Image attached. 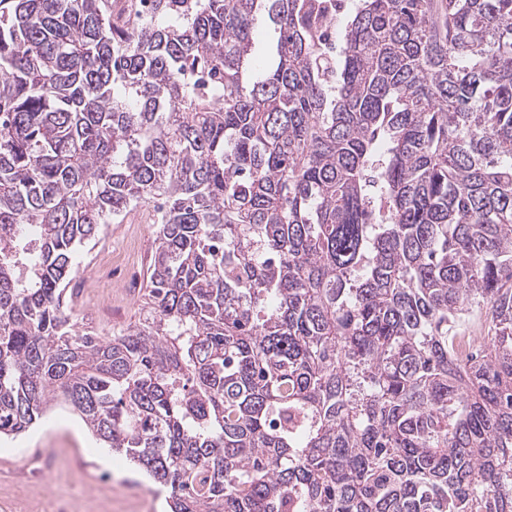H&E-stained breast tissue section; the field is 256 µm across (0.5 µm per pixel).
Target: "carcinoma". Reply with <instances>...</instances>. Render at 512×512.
I'll use <instances>...</instances> for the list:
<instances>
[{"mask_svg": "<svg viewBox=\"0 0 512 512\" xmlns=\"http://www.w3.org/2000/svg\"><path fill=\"white\" fill-rule=\"evenodd\" d=\"M147 2L0 0V439L61 402L171 512H512V0ZM155 200L138 325L75 329Z\"/></svg>", "mask_w": 512, "mask_h": 512, "instance_id": "cac0c4a2", "label": "carcinoma"}]
</instances>
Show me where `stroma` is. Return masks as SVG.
<instances>
[{
  "label": "stroma",
  "instance_id": "obj_1",
  "mask_svg": "<svg viewBox=\"0 0 512 512\" xmlns=\"http://www.w3.org/2000/svg\"><path fill=\"white\" fill-rule=\"evenodd\" d=\"M156 220L153 205L138 206L81 248L84 274L111 248L112 276L94 282L97 301L108 306L105 320H98L92 304L81 303L75 315L80 330L97 332L105 322L115 330L137 324ZM123 278L136 281V289L120 288ZM159 496L123 456L96 447L67 407L48 412L23 439L0 440V512H157Z\"/></svg>",
  "mask_w": 512,
  "mask_h": 512
}]
</instances>
